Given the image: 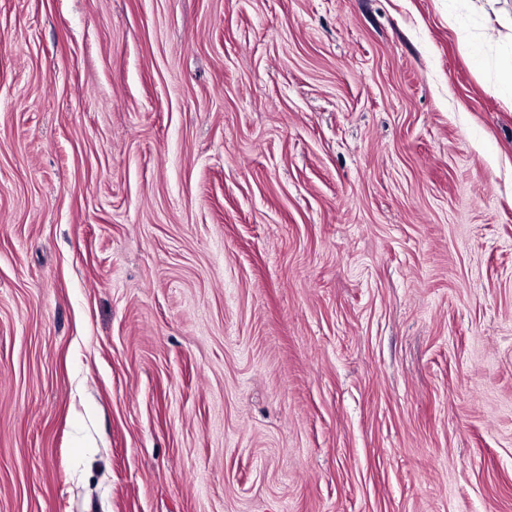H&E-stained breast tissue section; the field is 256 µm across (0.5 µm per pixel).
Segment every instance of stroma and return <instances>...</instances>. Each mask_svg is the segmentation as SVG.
Masks as SVG:
<instances>
[{
  "label": "stroma",
  "instance_id": "stroma-1",
  "mask_svg": "<svg viewBox=\"0 0 512 512\" xmlns=\"http://www.w3.org/2000/svg\"><path fill=\"white\" fill-rule=\"evenodd\" d=\"M512 0H0V512H512Z\"/></svg>",
  "mask_w": 512,
  "mask_h": 512
}]
</instances>
